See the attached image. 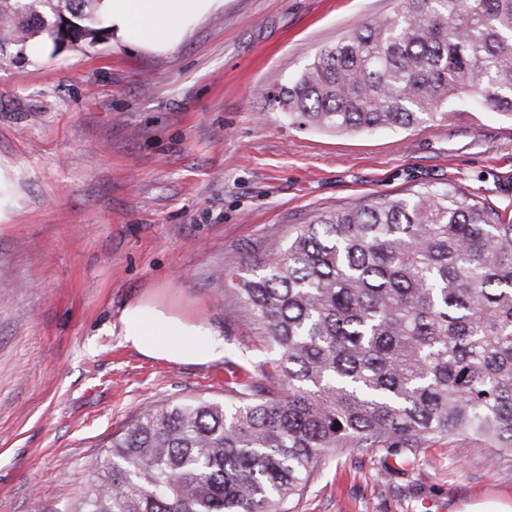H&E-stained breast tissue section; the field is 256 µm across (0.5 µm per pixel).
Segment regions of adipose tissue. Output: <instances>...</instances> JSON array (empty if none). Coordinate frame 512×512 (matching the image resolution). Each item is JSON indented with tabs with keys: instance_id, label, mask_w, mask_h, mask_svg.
Instances as JSON below:
<instances>
[{
	"instance_id": "ef3b65f1",
	"label": "adipose tissue",
	"mask_w": 512,
	"mask_h": 512,
	"mask_svg": "<svg viewBox=\"0 0 512 512\" xmlns=\"http://www.w3.org/2000/svg\"><path fill=\"white\" fill-rule=\"evenodd\" d=\"M222 0H104L113 33L128 42L167 49L181 42L191 23ZM121 336L143 356L184 364H208L224 356V341L200 321L157 305L137 302L121 317Z\"/></svg>"
}]
</instances>
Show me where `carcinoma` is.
<instances>
[{
  "instance_id": "carcinoma-1",
  "label": "carcinoma",
  "mask_w": 512,
  "mask_h": 512,
  "mask_svg": "<svg viewBox=\"0 0 512 512\" xmlns=\"http://www.w3.org/2000/svg\"><path fill=\"white\" fill-rule=\"evenodd\" d=\"M101 0H0V58L105 39ZM273 101L290 125L359 134L512 119V0H397L320 49ZM224 293L280 353L285 392L231 382L112 434L63 512H282L326 452L438 434L512 452V216L450 186L360 201L266 245Z\"/></svg>"
}]
</instances>
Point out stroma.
I'll return each instance as SVG.
<instances>
[{
  "instance_id": "35a3bbf8",
  "label": "stroma",
  "mask_w": 512,
  "mask_h": 512,
  "mask_svg": "<svg viewBox=\"0 0 512 512\" xmlns=\"http://www.w3.org/2000/svg\"><path fill=\"white\" fill-rule=\"evenodd\" d=\"M395 0H224L166 51L119 37L0 59V512H61L142 410L278 391L279 352L224 273L326 211L456 187L512 205V120L479 109L408 130L300 131L270 94ZM144 299L209 323L224 358L149 359L121 315ZM512 454L445 434L329 454L289 512L512 505Z\"/></svg>"
}]
</instances>
